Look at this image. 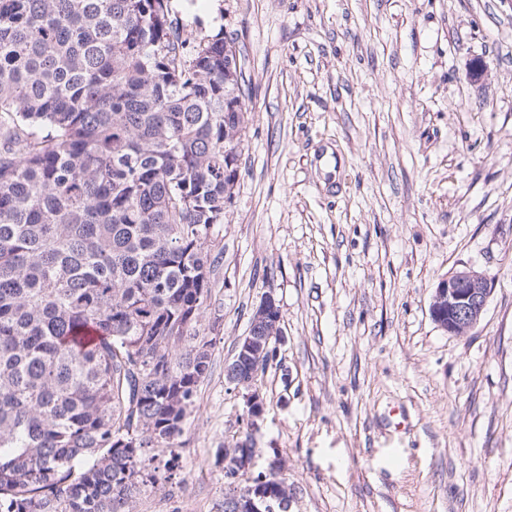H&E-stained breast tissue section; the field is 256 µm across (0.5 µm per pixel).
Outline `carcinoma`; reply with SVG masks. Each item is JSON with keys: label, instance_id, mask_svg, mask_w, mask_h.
<instances>
[{"label": "carcinoma", "instance_id": "1", "mask_svg": "<svg viewBox=\"0 0 512 512\" xmlns=\"http://www.w3.org/2000/svg\"><path fill=\"white\" fill-rule=\"evenodd\" d=\"M170 2L0 0V512H134L210 371L248 109Z\"/></svg>", "mask_w": 512, "mask_h": 512}]
</instances>
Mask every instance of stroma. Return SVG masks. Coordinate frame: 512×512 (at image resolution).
Returning <instances> with one entry per match:
<instances>
[{
	"instance_id": "stroma-1",
	"label": "stroma",
	"mask_w": 512,
	"mask_h": 512,
	"mask_svg": "<svg viewBox=\"0 0 512 512\" xmlns=\"http://www.w3.org/2000/svg\"><path fill=\"white\" fill-rule=\"evenodd\" d=\"M232 41L249 122L210 244L221 316L177 484L134 512H223L224 450L279 460L288 512H512V8L502 0H171ZM493 291L467 335L443 277ZM282 334L250 422L224 378L266 294ZM492 287L491 279L473 267L451 273L434 291L431 319L450 335H467L484 317Z\"/></svg>"
}]
</instances>
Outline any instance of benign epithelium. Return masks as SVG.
Returning <instances> with one entry per match:
<instances>
[{
    "instance_id": "7a95c632",
    "label": "benign epithelium",
    "mask_w": 512,
    "mask_h": 512,
    "mask_svg": "<svg viewBox=\"0 0 512 512\" xmlns=\"http://www.w3.org/2000/svg\"><path fill=\"white\" fill-rule=\"evenodd\" d=\"M491 293L492 281L484 272L473 267L455 271L442 278L435 288L429 308L431 319L444 332L464 336L484 317ZM276 307L273 295L262 300L253 311L249 330L239 340L234 357L224 365L227 382L251 391L247 403L252 421L260 417V396L253 391L254 375L269 363L265 353L271 337L261 335V330Z\"/></svg>"
}]
</instances>
